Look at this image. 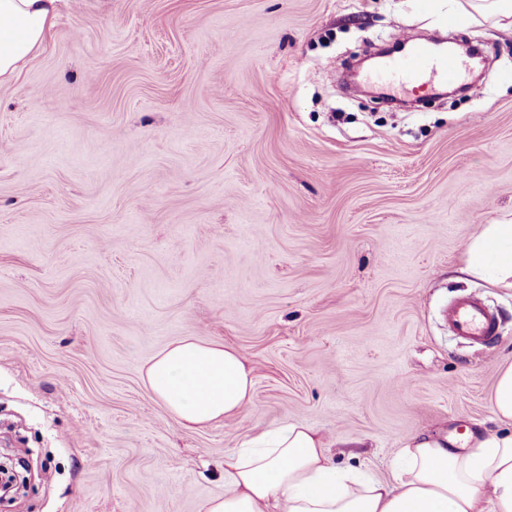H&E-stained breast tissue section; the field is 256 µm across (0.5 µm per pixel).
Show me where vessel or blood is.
I'll return each mask as SVG.
<instances>
[{
    "mask_svg": "<svg viewBox=\"0 0 512 512\" xmlns=\"http://www.w3.org/2000/svg\"><path fill=\"white\" fill-rule=\"evenodd\" d=\"M469 71L468 61L457 53L413 41L405 51L388 56L374 78L397 93L434 91L451 78L465 81ZM448 326L456 335L477 343L492 341L497 335L496 315L474 295L459 297L449 305Z\"/></svg>",
    "mask_w": 512,
    "mask_h": 512,
    "instance_id": "obj_1",
    "label": "vessel or blood"
}]
</instances>
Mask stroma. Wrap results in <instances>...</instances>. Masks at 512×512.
Masks as SVG:
<instances>
[{
  "instance_id": "obj_1",
  "label": "stroma",
  "mask_w": 512,
  "mask_h": 512,
  "mask_svg": "<svg viewBox=\"0 0 512 512\" xmlns=\"http://www.w3.org/2000/svg\"><path fill=\"white\" fill-rule=\"evenodd\" d=\"M492 66L413 111L344 86L401 35ZM512 218V25L448 0H61L0 84V512H202L224 455L288 422L392 478L422 433L500 423L512 288L458 279ZM472 294L491 345L444 312ZM185 336L236 347L251 409L206 429L142 381ZM489 400L497 419L512 424V362L498 368Z\"/></svg>"
}]
</instances>
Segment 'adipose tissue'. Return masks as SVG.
Listing matches in <instances>:
<instances>
[{
  "label": "adipose tissue",
  "mask_w": 512,
  "mask_h": 512,
  "mask_svg": "<svg viewBox=\"0 0 512 512\" xmlns=\"http://www.w3.org/2000/svg\"><path fill=\"white\" fill-rule=\"evenodd\" d=\"M57 0H0V82L12 79L55 24ZM463 274L512 288V221L484 224L470 239ZM144 382L168 414L202 428L245 413L254 375L246 358L221 342L187 336L158 352ZM489 400L507 430L447 438L415 437L386 481L336 467L327 441L286 423L224 456V493L203 512H512V363L499 367Z\"/></svg>",
  "instance_id": "1"
}]
</instances>
